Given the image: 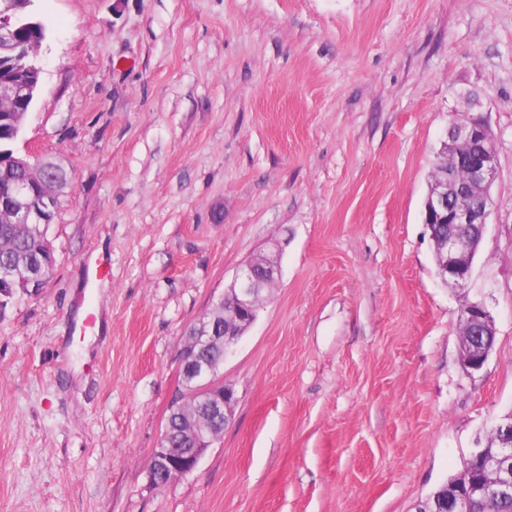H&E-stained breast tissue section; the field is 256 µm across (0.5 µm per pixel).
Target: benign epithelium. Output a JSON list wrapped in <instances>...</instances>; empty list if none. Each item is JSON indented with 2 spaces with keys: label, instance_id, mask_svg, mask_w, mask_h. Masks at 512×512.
<instances>
[{
  "label": "benign epithelium",
  "instance_id": "7a95c632",
  "mask_svg": "<svg viewBox=\"0 0 512 512\" xmlns=\"http://www.w3.org/2000/svg\"><path fill=\"white\" fill-rule=\"evenodd\" d=\"M31 0H0V51L12 63L29 72L27 78L0 81V108L15 113V124L22 127L31 101L38 94L42 67L38 45L16 40L14 24L27 15ZM15 163L26 171L42 173L37 186L18 180L0 189V213L13 224H51L56 213L58 183L53 174L60 166L50 160L30 162L19 157ZM465 169L464 179L456 170ZM498 156L489 125L481 118L449 129L443 142L438 168L424 204V224L430 231L437 256V272L443 281L463 287L469 281L477 244L482 240L488 218L489 189L496 177ZM277 263L257 257L236 273L224 291L217 312L219 317L202 324L187 335L181 352L180 376L184 391L167 419L159 444L148 467L149 481L163 487L192 472L214 441L229 424L236 403L234 389L215 382V366L210 352H228L243 331L255 321L261 307L260 291L266 278L277 279ZM460 353L468 372L482 369L496 335L494 321L481 303H469L461 312ZM208 416L213 424L206 430L197 417ZM502 432L496 453L488 463L487 480L475 488L483 498L512 491V480L498 476V465L512 460V413L495 425Z\"/></svg>",
  "mask_w": 512,
  "mask_h": 512
}]
</instances>
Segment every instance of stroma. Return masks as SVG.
<instances>
[{"mask_svg":"<svg viewBox=\"0 0 512 512\" xmlns=\"http://www.w3.org/2000/svg\"><path fill=\"white\" fill-rule=\"evenodd\" d=\"M18 153L71 171L56 265L0 320V512H416L512 413V0H35ZM498 173L465 287L422 222L449 128ZM281 243L232 419L147 468L187 329ZM496 338L462 367L460 315ZM37 21V22H34ZM20 28L18 30V38L22 42L25 43H38L41 44L43 39L47 37V29L48 26L44 22V20L35 14L34 18L31 20H23L20 23ZM460 353L464 369L479 371L486 363L496 336L494 321L481 303H468L461 312Z\"/></svg>","mask_w":512,"mask_h":512,"instance_id":"obj_1","label":"stroma"}]
</instances>
